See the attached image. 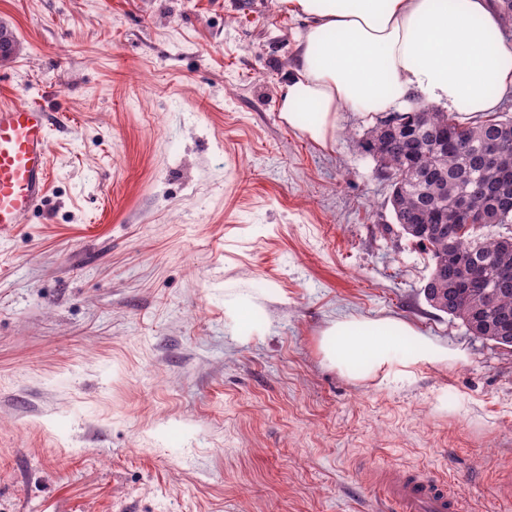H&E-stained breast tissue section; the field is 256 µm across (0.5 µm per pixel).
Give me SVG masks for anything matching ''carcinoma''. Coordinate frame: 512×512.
Here are the masks:
<instances>
[{
	"mask_svg": "<svg viewBox=\"0 0 512 512\" xmlns=\"http://www.w3.org/2000/svg\"><path fill=\"white\" fill-rule=\"evenodd\" d=\"M416 109L421 116L407 132L378 140L369 128L364 149L391 179L395 223L420 226L401 232L431 253L428 302L469 332L474 313L483 310L512 336V234L483 232L512 224V116L464 123L454 112L411 103L409 111ZM464 197L468 211L458 209ZM469 257L480 266L470 287L456 288Z\"/></svg>",
	"mask_w": 512,
	"mask_h": 512,
	"instance_id": "carcinoma-1",
	"label": "carcinoma"
}]
</instances>
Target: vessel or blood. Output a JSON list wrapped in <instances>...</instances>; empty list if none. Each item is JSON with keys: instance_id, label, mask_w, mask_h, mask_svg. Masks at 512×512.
<instances>
[{"instance_id": "1", "label": "vessel or blood", "mask_w": 512, "mask_h": 512, "mask_svg": "<svg viewBox=\"0 0 512 512\" xmlns=\"http://www.w3.org/2000/svg\"><path fill=\"white\" fill-rule=\"evenodd\" d=\"M59 113L31 104H0V228L21 223L46 196L49 141ZM385 512H469L449 481L417 471L375 474Z\"/></svg>"}]
</instances>
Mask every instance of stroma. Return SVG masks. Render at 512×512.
<instances>
[{
    "mask_svg": "<svg viewBox=\"0 0 512 512\" xmlns=\"http://www.w3.org/2000/svg\"><path fill=\"white\" fill-rule=\"evenodd\" d=\"M0 101L68 122L50 189L0 229V512H378L376 469L512 512V349L426 300L361 147L280 97L304 20L280 0H0ZM257 305L250 336L224 311ZM403 321L464 361L356 381L319 343Z\"/></svg>",
    "mask_w": 512,
    "mask_h": 512,
    "instance_id": "stroma-1",
    "label": "stroma"
}]
</instances>
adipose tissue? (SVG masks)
Instances as JSON below:
<instances>
[{"mask_svg":"<svg viewBox=\"0 0 512 512\" xmlns=\"http://www.w3.org/2000/svg\"><path fill=\"white\" fill-rule=\"evenodd\" d=\"M283 2L306 28L280 112L317 142H326L345 108L396 111L414 92L477 115L494 111L512 90V45L491 0ZM320 346L354 380L408 379L466 357L393 319L336 320Z\"/></svg>","mask_w":512,"mask_h":512,"instance_id":"1","label":"adipose tissue"}]
</instances>
